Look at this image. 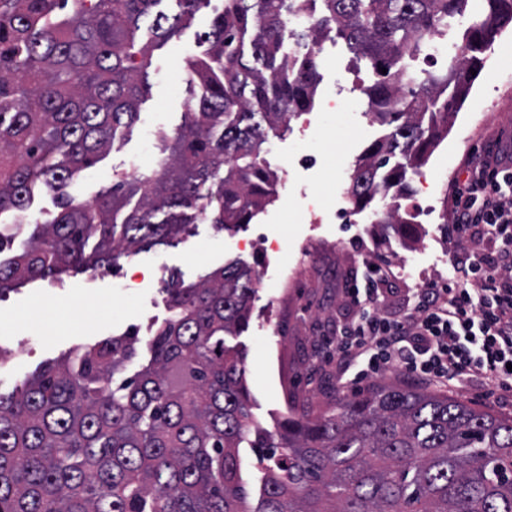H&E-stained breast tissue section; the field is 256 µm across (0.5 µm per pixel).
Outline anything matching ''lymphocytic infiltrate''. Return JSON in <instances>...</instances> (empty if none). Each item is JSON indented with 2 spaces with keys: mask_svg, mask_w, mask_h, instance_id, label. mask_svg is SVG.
I'll use <instances>...</instances> for the list:
<instances>
[{
  "mask_svg": "<svg viewBox=\"0 0 512 512\" xmlns=\"http://www.w3.org/2000/svg\"><path fill=\"white\" fill-rule=\"evenodd\" d=\"M448 279L416 289L396 314L381 299L396 282L382 266L350 275L341 290L351 316L320 353L351 387L399 371L407 382L491 383L512 403V164L487 154L467 161L449 194Z\"/></svg>",
  "mask_w": 512,
  "mask_h": 512,
  "instance_id": "1",
  "label": "lymphocytic infiltrate"
}]
</instances>
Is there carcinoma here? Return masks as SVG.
<instances>
[{
	"mask_svg": "<svg viewBox=\"0 0 512 512\" xmlns=\"http://www.w3.org/2000/svg\"><path fill=\"white\" fill-rule=\"evenodd\" d=\"M322 2L306 37L342 39L367 61L364 87L389 127L349 175L353 207L424 166L468 97L512 0H480L463 32L468 54L417 75L402 64L470 0H224L186 66L200 90L152 174L74 202L75 172L139 118L153 48L211 0H0V216L19 224L42 184L58 212L27 241L0 231V297L36 278L114 266L168 245L197 214L219 231L275 202L261 156L287 118L309 111L315 59L288 53L289 17ZM151 40L141 42L143 29ZM387 73H382V69ZM140 195L121 222L117 213ZM97 240L94 251L86 248ZM256 272L228 262L187 284L172 274L171 316L148 339L151 361L115 376L140 343L128 331L24 377L0 395V512H512V417L426 390L379 384L311 415L296 407L269 430L254 422L245 356L225 344L248 328ZM258 457L256 504L240 450Z\"/></svg>",
	"mask_w": 512,
	"mask_h": 512,
	"instance_id": "carcinoma-1",
	"label": "carcinoma"
}]
</instances>
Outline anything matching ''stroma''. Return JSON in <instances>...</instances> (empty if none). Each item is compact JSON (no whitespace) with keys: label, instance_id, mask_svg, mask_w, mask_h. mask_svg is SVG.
<instances>
[{"label":"stroma","instance_id":"1","mask_svg":"<svg viewBox=\"0 0 512 512\" xmlns=\"http://www.w3.org/2000/svg\"><path fill=\"white\" fill-rule=\"evenodd\" d=\"M213 16L212 7L202 8L177 37L154 50L139 120L117 133L94 166L74 176L76 201H95L118 179L156 169L161 158L157 131H175L200 95L185 61L206 50L202 35ZM493 47L495 58L483 61L447 137L426 165L407 173L409 189L400 204L417 208L419 215L409 234L373 224L369 210L364 222L343 223L315 205L319 169L280 171L285 159L313 154L321 167L335 168L336 189L344 191L357 157L383 134L353 106L362 86L372 80L371 71L343 40H335L318 60V102L293 116L283 136L269 139L265 159L277 174V200L252 223L219 232L199 219L177 242L121 257L114 268L74 272L60 281L32 280L1 298L0 352L10 359L0 361V393H11L25 374L69 351L131 329L141 340L125 370L133 375L150 358L146 339L170 315L164 286L171 273L195 282L232 260L271 270L286 261L306 269L295 297L285 299L278 288L258 289L249 327L238 338L246 353L253 414L270 429L288 412L278 381L282 347L288 351L296 402L314 412L327 410L332 397L318 338L349 316L340 295L345 275L367 261L392 271L399 291L384 302L389 312L401 308L407 289L443 282L448 255L460 248L445 232L452 180L472 154L512 155V79L503 73L512 67L511 26L498 33ZM325 94L337 97V105H323ZM480 109L489 110V117L477 119Z\"/></svg>","mask_w":512,"mask_h":512}]
</instances>
